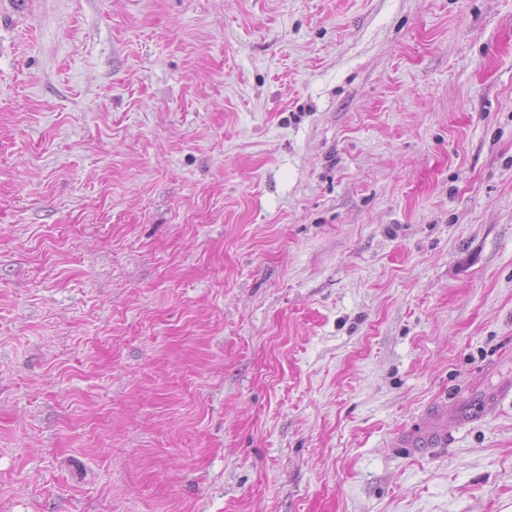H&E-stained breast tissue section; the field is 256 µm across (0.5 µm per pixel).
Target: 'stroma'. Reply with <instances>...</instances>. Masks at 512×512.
Masks as SVG:
<instances>
[{"label": "stroma", "instance_id": "obj_1", "mask_svg": "<svg viewBox=\"0 0 512 512\" xmlns=\"http://www.w3.org/2000/svg\"><path fill=\"white\" fill-rule=\"evenodd\" d=\"M0 512H512V0H0Z\"/></svg>", "mask_w": 512, "mask_h": 512}]
</instances>
